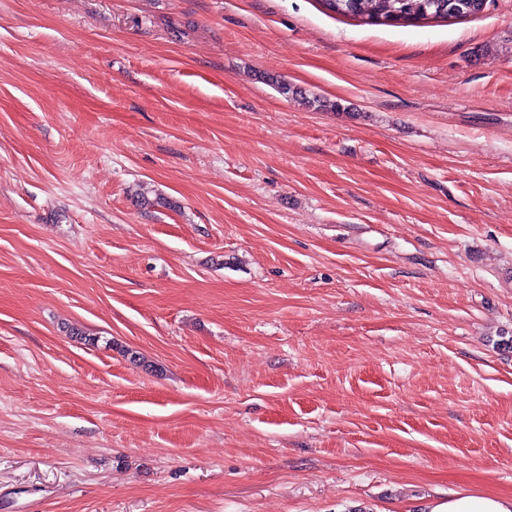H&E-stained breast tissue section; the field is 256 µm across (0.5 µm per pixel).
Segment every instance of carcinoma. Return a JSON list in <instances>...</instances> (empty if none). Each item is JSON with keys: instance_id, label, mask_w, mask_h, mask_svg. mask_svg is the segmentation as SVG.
<instances>
[{"instance_id": "carcinoma-1", "label": "carcinoma", "mask_w": 512, "mask_h": 512, "mask_svg": "<svg viewBox=\"0 0 512 512\" xmlns=\"http://www.w3.org/2000/svg\"><path fill=\"white\" fill-rule=\"evenodd\" d=\"M453 0H322L329 11L357 19L364 25H392L397 21L448 19V4ZM258 79L269 83L284 94H292L309 108L337 110L341 104L321 97H309L301 89L293 88L280 76L263 72Z\"/></svg>"}]
</instances>
